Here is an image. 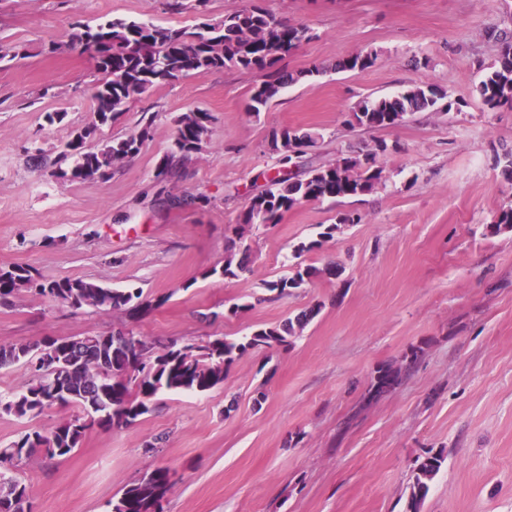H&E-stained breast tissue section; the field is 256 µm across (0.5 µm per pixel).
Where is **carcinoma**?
<instances>
[{"instance_id": "obj_1", "label": "carcinoma", "mask_w": 512, "mask_h": 512, "mask_svg": "<svg viewBox=\"0 0 512 512\" xmlns=\"http://www.w3.org/2000/svg\"><path fill=\"white\" fill-rule=\"evenodd\" d=\"M95 34L106 36L95 57L100 78L93 99L99 123L71 132L66 149L58 152L46 166L49 176L64 182L105 180L115 163L138 154L149 138L153 118L144 117L139 130L123 138H112L96 146L90 141L99 127L128 109V105L157 84L174 78L223 69H245L260 73L246 110L259 114L288 86L324 69L315 66L296 73L278 67L290 51L309 38L302 25L276 19L259 5H252L205 22L194 30L149 22L113 18L93 26L86 25L78 40L89 47ZM371 53L351 55L336 64L343 70L364 71L374 64ZM473 92L490 108L512 107V37L500 39V50L488 72ZM438 93L429 85L416 84L391 96L367 99L353 112L356 125L384 129L399 125L418 111L433 108ZM209 115L186 112L176 119L173 148L159 162L158 175L167 176L203 150L208 136ZM317 136L309 132L284 130L274 133L270 148L279 155L280 166L265 175L267 186L245 206L240 224L234 227L241 239L257 225H274L283 213L308 201L348 199L373 192L383 179V169L375 165V154L368 153L369 165L358 172L338 176L336 166H312L299 162L314 146ZM355 223L344 216L325 227L319 239L301 244L302 254L321 246L322 239L333 237L338 225ZM251 272L249 249L229 251L224 264L205 272V277L236 278ZM339 276L334 264L322 269L298 265L288 277L267 284L280 295L300 288L313 278ZM27 287L39 295L73 308H103L131 315L146 313L153 307L143 291L118 290L82 279L42 280L31 269L15 266L0 269V302ZM320 311L312 307L296 321L262 327L239 341L217 337L203 345L175 342L156 350L144 337L130 334L121 339L122 330L109 334L56 337L46 336L33 344L0 345V367L23 363L31 371L26 389L0 397V409L19 418L37 417L54 405H74V418L28 431L6 448H0V512H25L28 492L24 482L13 475L23 459L39 450L52 457H65L81 446L87 432L97 427L108 430L134 425L152 410L155 397L164 392H205L224 384L228 368L248 351L287 343ZM399 383V371L385 367L378 371L375 392ZM442 454L426 457L415 468L410 493V512L419 508L428 495L429 483L439 472ZM173 487L166 468H157L129 483L112 502V512H163V502Z\"/></svg>"}]
</instances>
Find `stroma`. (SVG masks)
I'll return each mask as SVG.
<instances>
[{
	"instance_id": "1",
	"label": "stroma",
	"mask_w": 512,
	"mask_h": 512,
	"mask_svg": "<svg viewBox=\"0 0 512 512\" xmlns=\"http://www.w3.org/2000/svg\"><path fill=\"white\" fill-rule=\"evenodd\" d=\"M182 2L173 12L166 0H0V41L28 51L0 66V268L139 288L155 304L132 317L22 289L0 304V345L121 326L159 347L203 344L314 305L320 312L286 345L235 361L221 387L159 394L130 427L92 429L64 458L25 459L18 476L30 512H109L127 484L158 467L175 481L164 512H409L413 471L435 453L444 462L420 512H512V230H489L512 204V109L472 94L498 55L493 31L512 30V0ZM255 3L310 30L285 69L320 65L322 75L286 88L257 117L245 110L255 72L166 82L98 132L101 141L123 137L143 116L154 119L140 152L107 180L62 182L41 168L38 153L54 152L94 109L95 61L70 43L79 26L123 18L192 30ZM52 41L57 53H43ZM366 52L371 68L335 71ZM422 82L443 90L450 109L393 128L352 125L359 101ZM191 110L208 112L207 142L158 180L175 120ZM49 112L64 121L47 125ZM289 128L318 133L306 156L314 165L375 152L381 185L254 227L245 238L252 273L206 277L278 165L272 131ZM343 213L359 223L337 224ZM332 223V238L296 254ZM298 262L342 274L288 295L267 290ZM385 365L401 368V382L369 397ZM75 413L0 412V447Z\"/></svg>"
}]
</instances>
